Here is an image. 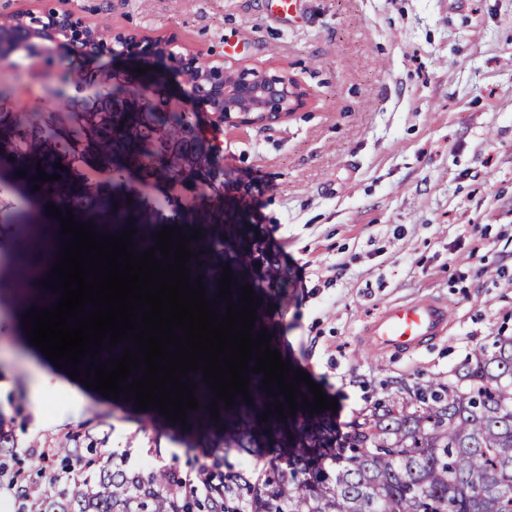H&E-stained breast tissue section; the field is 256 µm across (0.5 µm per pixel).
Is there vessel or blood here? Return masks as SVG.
Masks as SVG:
<instances>
[{"instance_id": "vessel-or-blood-1", "label": "vessel or blood", "mask_w": 512, "mask_h": 512, "mask_svg": "<svg viewBox=\"0 0 512 512\" xmlns=\"http://www.w3.org/2000/svg\"><path fill=\"white\" fill-rule=\"evenodd\" d=\"M447 330V305L422 300L386 308L369 322L364 336L373 351L405 354L444 335Z\"/></svg>"}]
</instances>
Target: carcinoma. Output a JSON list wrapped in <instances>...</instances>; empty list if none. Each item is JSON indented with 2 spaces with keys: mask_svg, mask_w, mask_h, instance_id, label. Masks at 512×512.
Segmentation results:
<instances>
[{
  "mask_svg": "<svg viewBox=\"0 0 512 512\" xmlns=\"http://www.w3.org/2000/svg\"><path fill=\"white\" fill-rule=\"evenodd\" d=\"M130 96L129 83L116 78L93 112H1L7 135L0 155L14 158V172H27L16 180L31 196L43 184L34 179L37 162L82 163L90 183L114 146L165 159L162 177L185 191L188 209L224 189L216 154L201 138H189L192 121L167 101L149 103L135 120H118L120 140L113 142L112 106ZM189 168L205 175L206 185L195 192L183 182ZM71 209L79 217H104L114 234L127 228L105 191L76 196ZM289 424L290 474L225 477L214 486L224 497L222 512H512V336L474 348L446 381L401 385L399 395L355 420L337 452L329 451L336 436L326 416L303 402ZM57 482L40 490L31 512H216L213 500L182 495L183 484L165 470L145 480L106 464L71 495Z\"/></svg>",
  "mask_w": 512,
  "mask_h": 512,
  "instance_id": "cac0c4a2",
  "label": "carcinoma"
}]
</instances>
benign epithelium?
Instances as JSON below:
<instances>
[{"label": "benign epithelium", "instance_id": "7a95c632", "mask_svg": "<svg viewBox=\"0 0 512 512\" xmlns=\"http://www.w3.org/2000/svg\"><path fill=\"white\" fill-rule=\"evenodd\" d=\"M168 55L166 43L123 29L101 34L73 10L69 0H52L37 10L16 12L0 22V59L64 60L94 57ZM190 101L210 112L218 125L271 123L305 108L309 93L285 69L259 71L246 65L208 61L187 50L174 58Z\"/></svg>", "mask_w": 512, "mask_h": 512}]
</instances>
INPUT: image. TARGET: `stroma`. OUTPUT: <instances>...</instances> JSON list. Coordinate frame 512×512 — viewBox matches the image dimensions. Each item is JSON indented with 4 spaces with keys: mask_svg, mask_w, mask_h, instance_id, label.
Instances as JSON below:
<instances>
[{
    "mask_svg": "<svg viewBox=\"0 0 512 512\" xmlns=\"http://www.w3.org/2000/svg\"><path fill=\"white\" fill-rule=\"evenodd\" d=\"M104 31L129 29L191 48L204 58L257 69L279 65L311 95L308 108L279 122L214 125L190 102L168 63L140 75L146 95L168 96L218 145L233 192L232 224L188 210L182 192L143 186L136 171L112 181L128 219L153 237L160 224L198 225L219 240L201 274L215 297L224 269L258 296L255 328L268 329L283 360L336 399L340 432L375 401L451 375L475 346L512 335V0H299L293 16L269 0H71ZM137 58L104 53L75 68L0 61V112H83L115 66ZM92 80L77 92L71 73ZM0 162V485L7 512H28V496L61 475L68 493L88 474L74 465H30V449L92 446L91 459L143 471L161 460L210 478L284 465L271 436L246 453L224 444L220 421L195 416L190 429L135 400L103 397L56 368L32 346L7 274L15 248L46 199L27 202ZM274 261L284 289L241 265V226ZM447 304L448 331L408 355H374L365 325L386 306ZM44 374L34 400L30 368Z\"/></svg>",
    "mask_w": 512,
    "mask_h": 512,
    "instance_id": "stroma-1",
    "label": "stroma"
}]
</instances>
